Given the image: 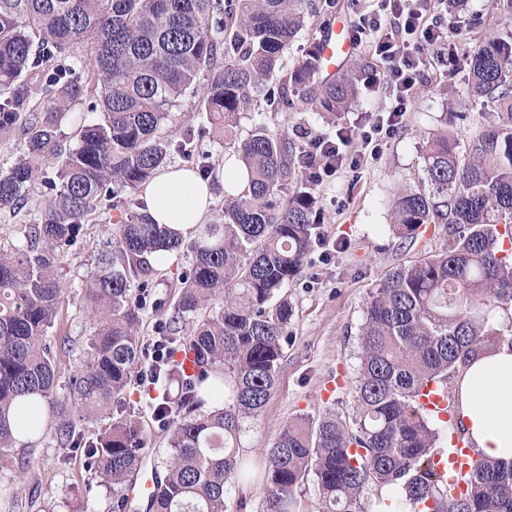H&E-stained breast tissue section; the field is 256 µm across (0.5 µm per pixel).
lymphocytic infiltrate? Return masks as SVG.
Returning a JSON list of instances; mask_svg holds the SVG:
<instances>
[{
    "mask_svg": "<svg viewBox=\"0 0 512 512\" xmlns=\"http://www.w3.org/2000/svg\"><path fill=\"white\" fill-rule=\"evenodd\" d=\"M437 2L379 0L376 11L359 16L354 40L371 43L381 64L380 69L365 71L364 83L372 88L386 87L388 99L381 110L365 113L359 125L308 140L304 170L314 186L378 157L386 142L402 128L408 101L422 81L427 65L448 72L458 69L460 59L448 41ZM421 41L432 48V59L416 53L415 46Z\"/></svg>",
    "mask_w": 512,
    "mask_h": 512,
    "instance_id": "f902f5d3",
    "label": "lymphocytic infiltrate"
}]
</instances>
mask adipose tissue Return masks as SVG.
Segmentation results:
<instances>
[{
  "label": "adipose tissue",
  "mask_w": 512,
  "mask_h": 512,
  "mask_svg": "<svg viewBox=\"0 0 512 512\" xmlns=\"http://www.w3.org/2000/svg\"><path fill=\"white\" fill-rule=\"evenodd\" d=\"M141 197L155 223L184 234L203 223L214 199L210 180L176 165L145 184ZM459 408L479 456L512 459V345L502 344L464 371Z\"/></svg>",
  "instance_id": "adipose-tissue-1"
}]
</instances>
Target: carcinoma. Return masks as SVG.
<instances>
[{"label":"carcinoma","instance_id":"carcinoma-1","mask_svg":"<svg viewBox=\"0 0 512 512\" xmlns=\"http://www.w3.org/2000/svg\"><path fill=\"white\" fill-rule=\"evenodd\" d=\"M304 0H0V139L24 149L0 167V213L16 212L42 181L38 221L23 242L0 245V470L15 460L22 407H44L35 438L83 448L86 472L112 485L113 508L141 470L145 440L133 413L114 414L138 362L142 314L167 254L185 250L178 297L162 327L168 356L153 362L159 380L181 386L146 401L164 419V476L140 512H226L225 500L255 475L240 459L242 422L269 401L288 347L294 306L280 291L297 281L318 235L315 191L295 143L261 125L233 138L249 91L266 83L303 27ZM220 34L223 39L215 38ZM91 38L95 56L76 68L70 50ZM471 97L492 103L497 119L459 150L437 134L423 150L427 187L406 188L392 202L393 231L406 241L419 228H449L448 250L393 270L370 294L358 335V376L349 416L300 415L267 449L263 512H300L313 481L320 512H512V461L475 458L452 480L435 458L446 449L440 420L420 398L445 403L456 434L472 447L460 418L456 384L478 355L512 345V36L492 39L467 63ZM207 84L197 89V80ZM362 81L349 68L323 80L300 63L267 99L288 110L295 100L323 112L344 111ZM225 135L249 176L248 189L224 199L220 220L200 224L190 240L143 211L123 214L113 245L86 269L83 307L92 331L83 363L57 393L59 366L48 330L62 294L56 267L74 247L83 221L119 207L166 166L172 148L190 168L211 175L194 134L173 143L165 128L188 95ZM91 100L99 122L76 129L63 148L73 108ZM54 176H44L46 161ZM505 314L504 329L488 326ZM189 326L179 335V324ZM194 354L187 373L179 356ZM109 419L87 439L85 424Z\"/></svg>","mask_w":512,"mask_h":512}]
</instances>
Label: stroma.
I'll use <instances>...</instances> for the list:
<instances>
[{"instance_id": "35a3bbf8", "label": "stroma", "mask_w": 512, "mask_h": 512, "mask_svg": "<svg viewBox=\"0 0 512 512\" xmlns=\"http://www.w3.org/2000/svg\"><path fill=\"white\" fill-rule=\"evenodd\" d=\"M313 2L316 13L308 16L284 52L278 69L267 81L268 87L278 85L303 61L329 18L350 29L359 14L377 7L376 0ZM445 19L448 37L460 58L465 59L487 40L512 33V0H466L463 7L449 9ZM465 77L462 69L450 76L430 70L409 100L402 129L389 140L380 157L357 171H344L320 187L321 229L333 247L326 258L319 250H312L302 277L287 288L295 316L286 357L270 400L258 417L245 421L241 434L240 454L258 474L265 468L267 449L296 415L317 418L329 409L341 414L350 412L357 380V337L374 285L393 269L447 248L448 236L438 226L421 229L412 242L395 238L390 230L392 201L400 190L423 185V147L429 138L446 131L465 145L492 121L494 105L469 97ZM385 99V90L364 88L345 111L329 117L308 104L288 111H268L266 95L261 92L252 108L241 113L236 136L245 138L252 128L263 124L301 146L307 136L334 133L337 126L355 121L361 113L375 111ZM175 115L173 133L186 128L197 130L194 143L198 151L209 155L215 166H222L224 141L207 132L206 116L199 112L193 98H185ZM116 236L115 223L90 216L77 246L58 266L63 294L50 336L65 334L85 341L90 318L81 303L83 276L104 243ZM188 260L186 253L172 254L155 277L154 292L164 306L143 313L144 339H151L156 324L173 314L177 275ZM142 389L139 381H131L127 403L141 412L147 440L145 464L158 469L164 458V443L141 398ZM31 463L42 475L39 488H31L14 472L4 470L0 472V490L9 488L22 497H35L46 512H112L111 488L84 472L79 449L38 441Z\"/></svg>"}]
</instances>
